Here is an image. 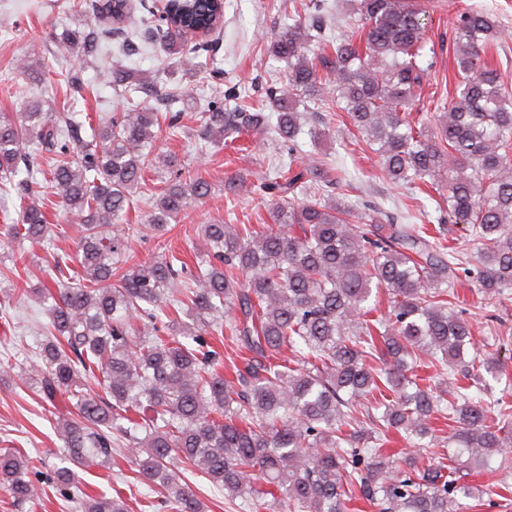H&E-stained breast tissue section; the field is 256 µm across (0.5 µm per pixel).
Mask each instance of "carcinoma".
Instances as JSON below:
<instances>
[{"label":"carcinoma","instance_id":"1","mask_svg":"<svg viewBox=\"0 0 512 512\" xmlns=\"http://www.w3.org/2000/svg\"><path fill=\"white\" fill-rule=\"evenodd\" d=\"M427 10L425 0H357L334 28L294 23L270 44L287 64L288 88L268 87L257 108L234 93L210 100L201 113L204 141L232 144L259 132L269 107L290 164L256 187L276 198L273 223L205 225L212 259L196 275L174 256L117 267L128 250L122 221L146 173H173L147 231L165 230L210 191L156 151L158 113L137 102L94 126L35 102L18 119L0 115V179L14 184L19 200L12 237L46 239L42 185L60 190L63 209L83 219L77 257L46 258L50 278L68 283L33 289L48 323L29 380L51 406L46 420L62 430L64 465L45 475L60 496L71 498L77 470L109 466L121 445L137 478L161 489L174 512H204L176 460L243 499L249 512H348L354 500L380 512H467L477 488L459 472L507 462L512 401L446 376L458 369L477 384L502 377L476 347L451 288L468 281L499 297L512 289V83L501 62L487 59L512 35L482 9L458 10L453 88L430 123L412 115L432 66L424 63ZM218 11L181 0L176 25L161 17L141 24L192 77L208 66L211 44L182 31L213 28ZM101 35L94 26L59 41L61 54L81 49L63 74L67 85L80 86L83 69L97 65ZM47 68L40 58L22 64L38 81ZM100 74L129 100L173 101L133 68ZM306 99L343 113L354 140L375 146L386 176L434 191L436 211L448 218L437 217L438 227L399 224L376 206L359 213L339 200L288 198L315 183L349 186L328 162L295 160ZM27 141L36 149L25 151ZM445 221L471 230L478 255L465 239L448 243ZM73 260L81 271L69 276ZM382 293L387 305L379 308ZM171 306L186 321L161 335L157 322ZM216 335L239 352L230 377L206 340ZM286 350L293 359L283 358ZM424 357L436 376L420 375ZM92 381L104 395L85 392ZM447 417L457 428L445 456L420 467L417 457L398 462L385 448L393 432L412 448L436 447L434 422ZM30 473L21 450H0V487L18 507L39 498ZM77 504L80 512H128L120 495L84 493Z\"/></svg>","mask_w":512,"mask_h":512}]
</instances>
